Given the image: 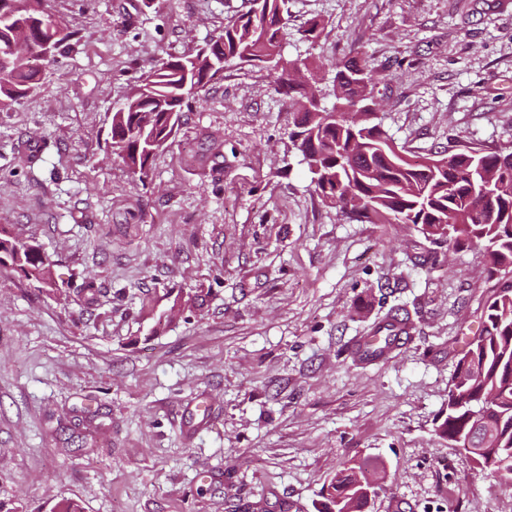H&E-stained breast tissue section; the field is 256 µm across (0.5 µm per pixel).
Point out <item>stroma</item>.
<instances>
[{
  "instance_id": "35a3bbf8",
  "label": "stroma",
  "mask_w": 512,
  "mask_h": 512,
  "mask_svg": "<svg viewBox=\"0 0 512 512\" xmlns=\"http://www.w3.org/2000/svg\"><path fill=\"white\" fill-rule=\"evenodd\" d=\"M244 2L47 0L80 40L0 111V227L53 261L43 291L0 266V498L18 512H326L324 482L363 462L388 476L371 512H512V486L436 433L492 293L479 251L326 207L264 69L226 68L200 91L146 185L108 146L137 78ZM288 11L283 55L324 82L364 52L409 157L512 146V0ZM312 18L313 44L299 34ZM393 306L409 341L359 364L354 341Z\"/></svg>"
}]
</instances>
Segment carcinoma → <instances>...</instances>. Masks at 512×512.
<instances>
[{
	"label": "carcinoma",
	"instance_id": "cac0c4a2",
	"mask_svg": "<svg viewBox=\"0 0 512 512\" xmlns=\"http://www.w3.org/2000/svg\"><path fill=\"white\" fill-rule=\"evenodd\" d=\"M9 13L49 40L54 36L43 0H10ZM288 0H245V9L224 23L206 46L177 58L160 60L130 89L112 112L111 149L132 178L146 182L158 152L173 137L180 112L195 94L186 79L205 87L232 66L260 67L275 74L274 90L288 99L294 120L288 139L302 156L314 192L346 218L368 224H413L425 238L482 252L495 291L483 313L480 333L466 343L448 393V414L437 426L440 437L456 443L475 428L477 444L493 455L478 462L482 470L512 485V148L494 152L466 149L433 152L427 162L400 155L404 148L383 129L373 113L353 108L373 102L371 67L353 48L334 65L326 89L310 72L306 58L282 54ZM16 25L0 22V111L37 88L42 59L12 57ZM332 97L327 108L321 100ZM25 278L49 279L52 261L32 240L0 229V252ZM410 323L408 312L392 308L374 326L379 344L394 341L392 323ZM363 465L348 463L323 487L330 505L344 500L348 512H366L358 494Z\"/></svg>",
	"mask_w": 512,
	"mask_h": 512
}]
</instances>
